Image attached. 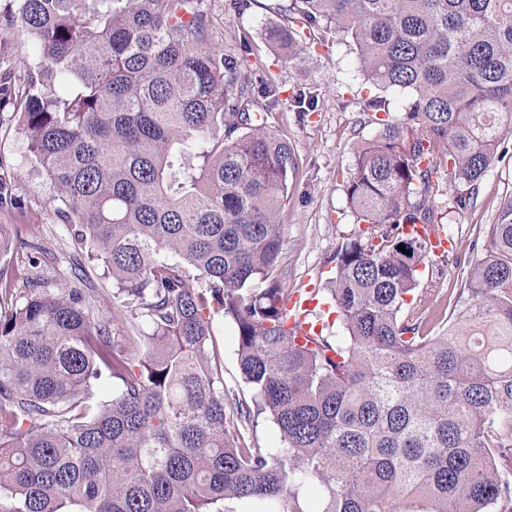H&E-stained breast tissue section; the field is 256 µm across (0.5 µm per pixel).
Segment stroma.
I'll return each mask as SVG.
<instances>
[{"instance_id": "1", "label": "stroma", "mask_w": 512, "mask_h": 512, "mask_svg": "<svg viewBox=\"0 0 512 512\" xmlns=\"http://www.w3.org/2000/svg\"><path fill=\"white\" fill-rule=\"evenodd\" d=\"M204 2L217 28V48L237 50L238 33L247 32L248 61L257 89L270 85L278 93L267 124L288 142L296 163L280 212L284 286L292 292L310 285L323 287L335 271L337 248L358 230L346 208L345 183L359 143L378 130L364 110L375 90L364 84L355 54L336 34H328L325 47H306L291 59L276 51L267 37L280 21L272 10L273 0H257L240 16L231 11L230 0ZM16 14L17 0H0L1 85L35 56ZM308 91L317 96L315 108L298 114V96ZM0 179L11 189L10 198L0 203V227L13 238L0 266L8 269L14 287L27 288L29 278L37 275L57 291L79 283L111 288V279L88 263L85 250L75 244L58 211L57 190L30 152L20 114L12 105L0 106ZM511 198L512 136L508 135L479 183L473 204L460 209L444 196L435 202L436 223L449 232L455 246L447 257L432 254L426 260L443 289L429 297L430 310L446 306L445 289L464 287L476 256L474 244L483 242L489 224L495 223ZM213 330L224 360L225 384L244 390L232 323L214 319Z\"/></svg>"}]
</instances>
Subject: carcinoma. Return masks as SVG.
<instances>
[{"label": "carcinoma", "instance_id": "cac0c4a2", "mask_svg": "<svg viewBox=\"0 0 512 512\" xmlns=\"http://www.w3.org/2000/svg\"><path fill=\"white\" fill-rule=\"evenodd\" d=\"M276 10L285 55L333 30L406 94L396 115L367 103L385 117L345 186L366 229L336 251V324L303 343L278 277L277 100L213 46L202 0H18L38 58L23 127L126 336L95 289L20 292L0 268V512H512V200L440 316L405 231L444 190L469 206L512 132V0ZM216 316L249 401L224 386Z\"/></svg>", "mask_w": 512, "mask_h": 512}]
</instances>
